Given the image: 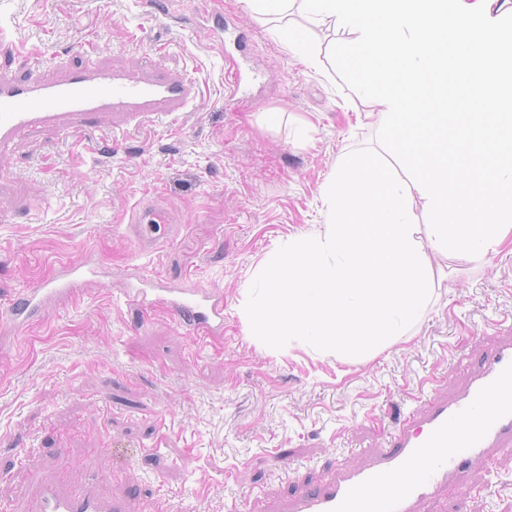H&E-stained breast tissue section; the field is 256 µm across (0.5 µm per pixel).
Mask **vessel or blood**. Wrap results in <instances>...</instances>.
<instances>
[{
  "instance_id": "b4317fda",
  "label": "vessel or blood",
  "mask_w": 512,
  "mask_h": 512,
  "mask_svg": "<svg viewBox=\"0 0 512 512\" xmlns=\"http://www.w3.org/2000/svg\"><path fill=\"white\" fill-rule=\"evenodd\" d=\"M198 94L185 74L116 72L86 64L53 77L16 78L0 73V161L38 129L67 135L94 127L102 115L141 128L156 118L185 111ZM129 219L141 238L169 230L167 212L136 204ZM92 268L66 263L57 277L26 289L0 312V324L23 331L42 320L49 298L69 293L70 277H88ZM123 296L141 309L163 306L176 325L197 342L224 331V301L192 290L165 295L156 288H127ZM512 447V344L494 348L473 368L466 387L447 402L430 401L409 413L388 447L374 451L365 468L337 469L296 502L291 512H413L415 503L452 482L466 464L489 449ZM425 458L417 470L413 462ZM32 512H124L112 498L61 479L45 480Z\"/></svg>"
}]
</instances>
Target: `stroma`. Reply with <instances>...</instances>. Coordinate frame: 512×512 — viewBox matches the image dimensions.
I'll return each instance as SVG.
<instances>
[{
  "mask_svg": "<svg viewBox=\"0 0 512 512\" xmlns=\"http://www.w3.org/2000/svg\"><path fill=\"white\" fill-rule=\"evenodd\" d=\"M0 0V61L10 74L85 64L186 72L199 82L178 121L118 131L110 116L63 137L32 134L0 176V306L91 257L92 282L18 335L0 333V504L33 499L65 472L127 512H263L387 446L419 398L451 396L492 345L512 338V244L475 263L434 258L433 298L409 336L365 359L252 336L244 316L264 259L321 230L325 186L342 156L380 150L379 125L330 50L352 42L298 11L263 17L245 0ZM224 16L216 41L205 12ZM307 28L311 66L289 52ZM241 74L237 97L225 60ZM166 210L174 234L155 252L132 206ZM161 275L224 299V333L195 343L161 306L123 288ZM127 449L124 462L112 451ZM418 512H512V451L469 463Z\"/></svg>",
  "mask_w": 512,
  "mask_h": 512,
  "instance_id": "obj_1",
  "label": "stroma"
}]
</instances>
